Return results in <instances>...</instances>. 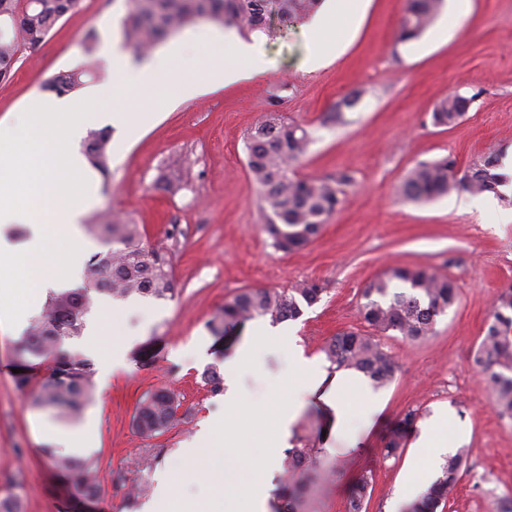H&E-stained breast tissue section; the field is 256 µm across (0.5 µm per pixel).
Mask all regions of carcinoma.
<instances>
[{
	"instance_id": "cac0c4a2",
	"label": "carcinoma",
	"mask_w": 512,
	"mask_h": 512,
	"mask_svg": "<svg viewBox=\"0 0 512 512\" xmlns=\"http://www.w3.org/2000/svg\"><path fill=\"white\" fill-rule=\"evenodd\" d=\"M322 0H128V11L121 22L128 45L139 56L202 20L235 28L243 35L262 32L271 36L279 27H288L311 16ZM445 0H406L400 19L398 40L419 37L441 14ZM81 0H0V19H8L10 28L0 34V79L7 78L27 48L42 42L67 14L80 8ZM92 66L84 61L54 77L47 89L66 94L84 87L92 77ZM360 93L353 92L336 103L331 119L340 122L343 112L354 108ZM470 99L453 95L438 102L431 119L438 127L456 126L469 109ZM111 132L91 129L83 141V152L90 165L102 176L110 172ZM311 133L277 112L265 114L251 127L246 141L247 167L260 191L265 230L274 246L284 253L301 250L319 234L323 224L344 202V187L353 176L342 172L324 179L298 178L294 165L306 153ZM500 162L491 152L472 163L463 175L455 171L448 156L421 162L411 168L400 185L404 200L429 202L453 192L480 195L496 193L505 185L499 172ZM93 226L107 243L119 245L93 255L84 272L82 287L49 295L40 315L27 329L19 356L22 372L14 376L21 392L31 385L30 358L49 362L32 405L55 412L61 418H74L90 402L93 391L91 361L77 352L62 348L66 339L81 334L93 295L127 298L131 295L165 300L173 295L170 260L166 254L144 243L139 225L129 219L99 214ZM325 288L317 281H304L287 290L249 288L224 302L219 315L209 323L229 328L244 320L267 318L277 324L297 320L304 308L317 304ZM459 301L452 280L431 267L395 266L385 270L362 291L359 311L368 328L377 333H398L410 342L433 334L439 317ZM323 353L330 366L352 369L364 374L377 386L391 383L396 362L374 336L356 331L336 334ZM486 376L493 404L512 416V288L500 292L474 357ZM180 395L166 388L147 395L137 407L134 425L147 436L163 435L191 415L178 413ZM406 446L400 432L386 440L384 456L398 458ZM54 468L72 476V495L93 502L100 493L98 464L93 458L53 457ZM467 452L459 449L448 455L441 475L406 504L404 512H438L451 499L466 473ZM285 480L280 512H311L308 492L326 482L336 472L327 464L321 448L300 442L288 449L283 461ZM374 487L372 471L360 473L352 484L348 512H365Z\"/></svg>"
}]
</instances>
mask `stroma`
Instances as JSON below:
<instances>
[{
  "label": "stroma",
  "mask_w": 512,
  "mask_h": 512,
  "mask_svg": "<svg viewBox=\"0 0 512 512\" xmlns=\"http://www.w3.org/2000/svg\"><path fill=\"white\" fill-rule=\"evenodd\" d=\"M125 0H82L36 48L24 51L9 78L0 81V118L21 111L30 91H44L59 72L83 59V38L96 31L99 43L123 44L120 20ZM404 0H369L361 21L329 52L324 67H299L308 34L296 25L264 39L271 63L267 74L234 84L207 85L182 96L176 83L149 90L120 85L114 100L98 105L87 128L110 127L112 162L108 178L90 173L87 190L94 213L119 212L139 224L145 242L170 258L172 298L137 296L123 300L125 335L112 333L111 297L102 296L86 316L99 334L69 340V350L91 360L120 349L123 362L95 384L87 411L94 421L87 454L99 463L101 487L84 512H125L132 487L154 484L158 471L174 475L177 498L207 512L220 491L212 483L183 477L186 447L200 424L221 418L224 397L213 394L203 374L225 362L250 337L244 321L226 334L210 321L225 300L246 288L282 290L304 280L320 281L319 303L301 318L285 322L306 354L320 356L336 332L362 328L363 288L391 265H427L451 278L459 303L439 317L421 343L401 337L382 342L397 363L385 387L386 406L372 426L353 418L357 447L331 441L327 459L339 460L333 482L312 488L315 512H346L347 487L361 470L375 474L366 512H399L403 481L412 455L382 460L388 430L410 410L421 419L453 410L470 431L469 469L448 512H500L512 501V418L491 404V389L473 363L494 299L512 286V206L484 196L411 203L399 195L409 169L443 156L465 172L479 156L512 154V0H473L463 26L448 37L427 30L411 42L397 39ZM228 29L199 22L172 37L181 52L176 67L208 80L212 66L231 56L220 43ZM361 91L358 105L339 123L326 117L343 97ZM451 94L470 98L453 128L434 126L435 104ZM147 112L143 127L120 126L118 109ZM276 111L312 133L313 141L295 168L298 176L325 178L352 173L341 210L304 249L276 250L263 224L259 189L246 162L245 141L264 113ZM23 334L0 331V498L12 494L22 512H74L45 452L49 437L40 424L46 413L33 409L14 385L13 369ZM263 369L241 377L248 402L266 399L288 373V355L277 344L261 351ZM160 388L180 393L189 423L161 436L139 434L133 417L146 394Z\"/></svg>",
  "instance_id": "obj_1"
}]
</instances>
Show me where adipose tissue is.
<instances>
[{"label":"adipose tissue","instance_id":"1","mask_svg":"<svg viewBox=\"0 0 512 512\" xmlns=\"http://www.w3.org/2000/svg\"><path fill=\"white\" fill-rule=\"evenodd\" d=\"M365 0H324L309 27L315 37L302 59L305 69L322 66L326 55L318 39L335 41L345 35L362 13ZM235 57L224 66L214 68L213 80L227 84L263 75L268 63L258 43L233 44ZM279 338L288 351L290 368L282 387L272 391L261 403L249 404L240 391V374L261 368L259 349L270 338ZM384 394L374 389L362 374L339 369L328 373L325 363L306 356L295 337L275 336L263 322L254 327L250 343L239 350L225 365L224 416L202 426L193 445L183 454L191 461L192 475L217 480L225 492L239 493L240 504L213 501L210 512H270L271 490L278 470L281 449L291 447L301 415L310 407L326 410L329 435H339L354 414L371 421L384 408ZM270 421L273 441L266 443L252 461H244L241 453L245 416ZM467 431L447 412H440L421 426L414 441V453L405 470L408 484L428 483L440 473L448 451L460 447Z\"/></svg>","mask_w":512,"mask_h":512}]
</instances>
